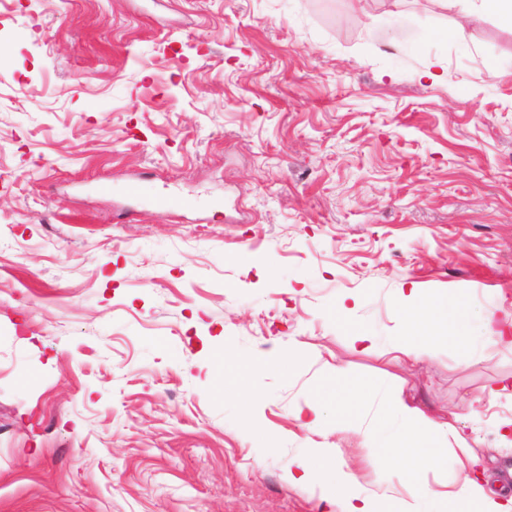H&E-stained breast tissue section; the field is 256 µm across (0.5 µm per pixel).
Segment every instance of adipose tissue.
Wrapping results in <instances>:
<instances>
[{
  "mask_svg": "<svg viewBox=\"0 0 512 512\" xmlns=\"http://www.w3.org/2000/svg\"><path fill=\"white\" fill-rule=\"evenodd\" d=\"M383 415L384 424L367 432L364 438L365 461L372 467L400 445L429 440L435 446L425 461L430 467H437L448 451L449 441L458 436L454 426L436 425L398 398L386 401ZM288 481L317 485L323 499L336 504L339 512H382L387 503L392 504V512H512V499L488 491L481 481L463 471L439 491L409 487L398 493L389 486L375 491L361 489L356 475L338 464L329 448L314 449L312 458L297 459L288 470Z\"/></svg>",
  "mask_w": 512,
  "mask_h": 512,
  "instance_id": "ef3b65f1",
  "label": "adipose tissue"
}]
</instances>
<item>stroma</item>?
I'll return each mask as SVG.
<instances>
[{"mask_svg": "<svg viewBox=\"0 0 512 512\" xmlns=\"http://www.w3.org/2000/svg\"><path fill=\"white\" fill-rule=\"evenodd\" d=\"M474 3L14 0L0 512H336L286 479L311 448L440 488L455 455L373 469L337 431L388 396L457 416L512 492V348L445 316L512 319V28ZM323 407L322 400L314 398L304 402L299 406L295 412L298 419L305 420L308 427L316 429L320 426L323 420Z\"/></svg>", "mask_w": 512, "mask_h": 512, "instance_id": "35a3bbf8", "label": "stroma"}]
</instances>
